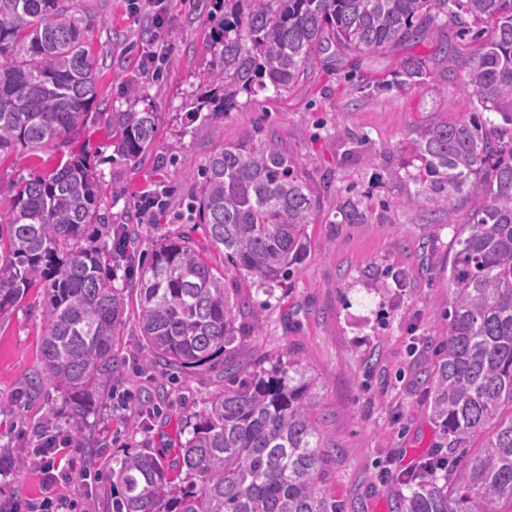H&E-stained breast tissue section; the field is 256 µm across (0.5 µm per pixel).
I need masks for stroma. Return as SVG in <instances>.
<instances>
[{"instance_id": "obj_1", "label": "stroma", "mask_w": 512, "mask_h": 512, "mask_svg": "<svg viewBox=\"0 0 512 512\" xmlns=\"http://www.w3.org/2000/svg\"><path fill=\"white\" fill-rule=\"evenodd\" d=\"M163 6L166 24L158 31L131 10L130 0H77L99 76L93 105L99 118L72 147L95 166L101 223L137 225L129 248L135 258L160 239L186 232L223 265L189 203L200 191L206 156L257 129L275 133L302 163L319 208L298 274L276 289L260 328L241 324L240 346L223 361L190 373L162 367L141 373L136 318L127 317L122 366L108 398L81 430L68 432L74 467L97 469L99 482L89 487L64 479L54 492L67 498L72 512H112L102 490L114 459L144 444L174 459L181 428L223 389L225 363L247 368L287 351L318 382L316 414L332 448L329 495L342 512H396L404 475L444 444L427 376L445 338L453 230L468 223L476 204L462 200L451 216L439 210L412 178L411 142L435 119L465 120L477 108L475 94L458 77L457 57L435 54L442 41L460 55L472 46L454 25L442 24L417 43L356 54L338 65L318 61L306 80L281 96L242 95L223 117L201 122L189 116L190 99L206 93L203 79L215 61L206 50L215 0H164ZM157 36L169 46L168 62L151 78L140 62ZM410 55L430 58V82L374 91L376 81ZM134 87L140 90L135 98ZM129 110L157 113L158 129L153 147L124 163L112 158L109 116ZM58 158V150L45 149L0 159V224L8 220L11 186L48 175ZM159 183L168 190L167 211L136 214L134 200ZM349 202L362 212L361 222L345 220ZM43 304L41 289L33 288L0 318V451L15 460L0 479V512H26V503L44 495L43 476L31 460L37 434L45 421L67 424L61 395L31 385L40 370Z\"/></svg>"}]
</instances>
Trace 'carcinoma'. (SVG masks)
Segmentation results:
<instances>
[{
  "instance_id": "obj_1",
  "label": "carcinoma",
  "mask_w": 512,
  "mask_h": 512,
  "mask_svg": "<svg viewBox=\"0 0 512 512\" xmlns=\"http://www.w3.org/2000/svg\"><path fill=\"white\" fill-rule=\"evenodd\" d=\"M75 0H0V155L59 148L92 120L98 75ZM207 81L221 97L193 99L209 121L263 92L280 95L307 78L322 55L377 53L422 40L440 17L475 43L463 81L481 105L467 120L441 118L418 129L413 179L439 209L474 197L448 257L446 339L430 389L432 415L448 451L404 481L398 512H512V132L488 112H512V0H217ZM482 24L492 33L483 37ZM426 60L402 59L381 92L416 88ZM117 159L149 151L155 112L110 115ZM192 201L208 241L224 252L218 270L187 233L164 238L130 288L107 266L136 229L98 224V178L90 158L71 153L53 172L16 184L0 224V316L32 288L46 295L41 382L64 395L81 429L93 402L108 396L120 327L135 296L143 364L202 368L235 343L242 287L266 300L254 323L293 278L307 253L317 199L300 163L267 133L216 147ZM317 380L289 354L268 366L224 369V390L198 415L168 462L142 446L115 461L112 512H339L328 495L330 448L314 417ZM486 434L480 449L470 440ZM465 463L466 480L448 486Z\"/></svg>"
}]
</instances>
